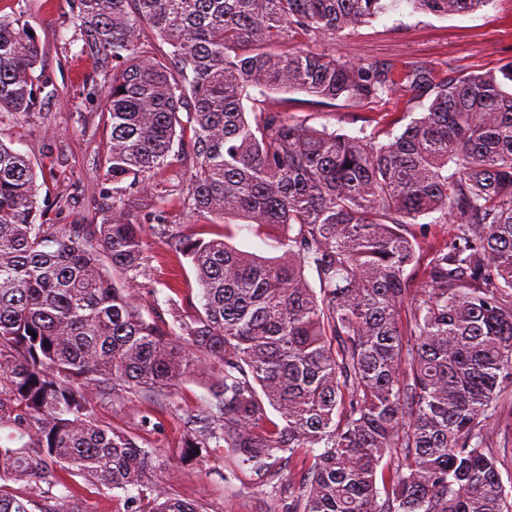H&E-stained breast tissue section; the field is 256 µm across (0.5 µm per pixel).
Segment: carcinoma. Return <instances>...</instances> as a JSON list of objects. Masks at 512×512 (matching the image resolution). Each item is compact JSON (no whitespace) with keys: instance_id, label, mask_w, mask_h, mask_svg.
I'll return each mask as SVG.
<instances>
[{"instance_id":"carcinoma-1","label":"carcinoma","mask_w":512,"mask_h":512,"mask_svg":"<svg viewBox=\"0 0 512 512\" xmlns=\"http://www.w3.org/2000/svg\"><path fill=\"white\" fill-rule=\"evenodd\" d=\"M490 2L67 0L79 34L112 58V184L149 185L187 133L184 208L265 232L276 255L183 238L200 306L147 318L111 273L139 271L162 220L116 199L93 227L38 224L33 166L0 141V382L14 423L38 430L0 447V481L50 495V462L112 490L141 485L148 450L92 419L87 389L160 393L208 359L221 376L185 455L224 447V482H263L281 512H512L490 446L512 385V68L452 76L294 45L403 4L446 16ZM29 31L0 15V110L39 105ZM256 87L269 96L248 109ZM399 89L430 101L385 141L293 122L276 98ZM429 216L455 227L425 252ZM30 505L0 484V512ZM126 512L200 510L158 494L148 507L127 498Z\"/></svg>"}]
</instances>
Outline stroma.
I'll list each match as a JSON object with an SVG mask.
<instances>
[{
    "label": "stroma",
    "instance_id": "obj_1",
    "mask_svg": "<svg viewBox=\"0 0 512 512\" xmlns=\"http://www.w3.org/2000/svg\"><path fill=\"white\" fill-rule=\"evenodd\" d=\"M0 14L27 22L42 55L35 71L39 106L26 117L1 112L0 141L31 160L46 223H101L116 189L104 166L105 99L93 83L112 62L76 39L65 0H0ZM315 48L358 64L423 63L466 74L505 70L512 67V0H491L467 15H425L404 6ZM288 98L293 119L351 136L388 130L404 113L422 110L419 101L399 91L362 103L328 102L303 92L289 93ZM186 179L176 162L155 175L151 190L129 192L140 213L162 208L173 232L165 239L148 237L141 270L118 279L147 315L155 310L189 315L199 304V286L189 260L176 249L177 237L208 241L224 236L237 249L270 253L262 236L246 226L226 227L190 216L182 207ZM218 373V368L201 367L162 398L144 391L118 400L91 389L89 411L148 449L150 489L197 503L202 512H272L273 502L250 478L225 485L228 460L223 449L209 448L192 462L180 459L184 420L205 405ZM56 475L69 487L68 498H44L32 481L10 479L6 485L13 494L31 499L32 512H125L127 497L138 493L134 487L108 490L64 468Z\"/></svg>",
    "mask_w": 512,
    "mask_h": 512
}]
</instances>
